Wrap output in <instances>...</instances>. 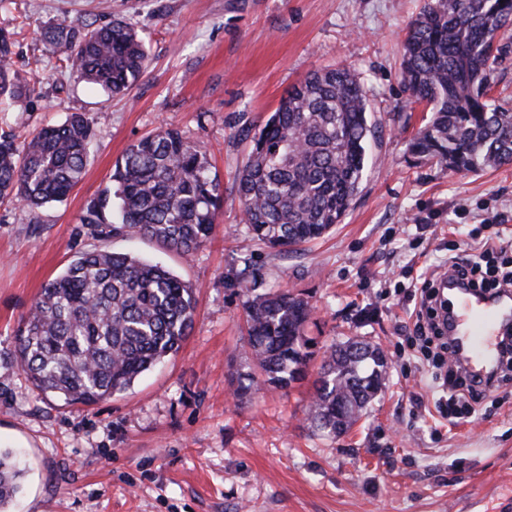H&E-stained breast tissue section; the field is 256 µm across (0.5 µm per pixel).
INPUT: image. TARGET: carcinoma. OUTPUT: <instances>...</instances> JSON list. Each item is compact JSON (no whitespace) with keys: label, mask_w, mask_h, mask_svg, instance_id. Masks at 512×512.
Instances as JSON below:
<instances>
[{"label":"carcinoma","mask_w":512,"mask_h":512,"mask_svg":"<svg viewBox=\"0 0 512 512\" xmlns=\"http://www.w3.org/2000/svg\"><path fill=\"white\" fill-rule=\"evenodd\" d=\"M512 28V0H423L403 42L401 81L409 104L431 115L410 151L451 171L512 164V110L491 99V81ZM51 56L114 95L147 67L137 31L112 21L41 31ZM13 34L0 30V102L36 94L12 70ZM376 126L364 86L345 64L293 85L255 131L235 191L251 240L271 249L300 246L330 232L359 191ZM92 123L74 113L21 145L0 135V200L32 211L61 202L89 164ZM224 189L202 148L160 128L115 163L111 187L91 200L80 223L99 238L141 235L190 255L210 240ZM195 289L165 266L107 249L78 253L44 283L16 338L18 369L34 389L67 405L92 406L125 391L178 353L193 325ZM248 345L262 383L285 389L305 378L312 308L288 290L246 289ZM383 351L349 338L326 350L309 408L310 427L329 438L351 430L382 391ZM21 461L0 450V512L19 491Z\"/></svg>","instance_id":"obj_1"}]
</instances>
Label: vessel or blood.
Listing matches in <instances>:
<instances>
[{"label":"vessel or blood","instance_id":"obj_1","mask_svg":"<svg viewBox=\"0 0 512 512\" xmlns=\"http://www.w3.org/2000/svg\"><path fill=\"white\" fill-rule=\"evenodd\" d=\"M448 310L441 319L456 359L470 375L495 381L505 359L512 330V294L493 295L454 281L441 280Z\"/></svg>","mask_w":512,"mask_h":512}]
</instances>
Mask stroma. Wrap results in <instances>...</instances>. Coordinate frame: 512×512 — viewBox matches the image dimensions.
<instances>
[{"label": "stroma", "mask_w": 512, "mask_h": 512, "mask_svg": "<svg viewBox=\"0 0 512 512\" xmlns=\"http://www.w3.org/2000/svg\"><path fill=\"white\" fill-rule=\"evenodd\" d=\"M421 0H0V28L22 26L13 68L39 96L0 111V133L86 113L90 163L66 200L0 203V448L28 473L11 512H512V396L488 397L448 425L430 375L407 374L412 281L452 244L512 238V165L456 173L413 155L423 126L400 77ZM131 23L148 67L108 96L49 56L51 24ZM337 63L362 76L378 134L341 224L278 251L249 240L234 191L251 138L288 88ZM166 126L206 151L224 186L212 241L191 256L144 238L101 240L79 218L115 162ZM106 248L166 265L197 290L190 336L125 392L70 408L38 393L14 361L15 335L44 282L78 252ZM303 294L313 356L303 381L255 390L242 278ZM358 336L388 361L380 395L346 435L307 422L324 350Z\"/></svg>", "instance_id": "35a3bbf8"}]
</instances>
